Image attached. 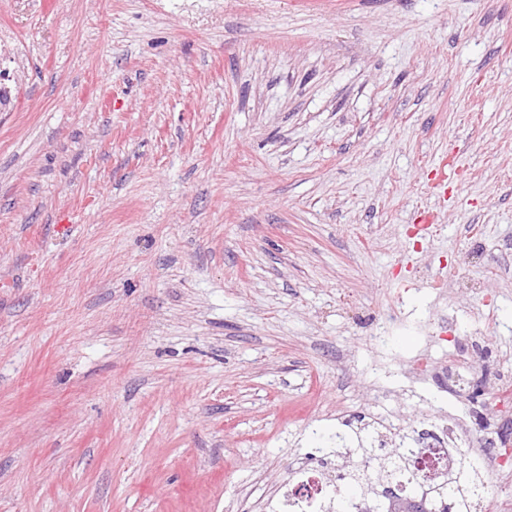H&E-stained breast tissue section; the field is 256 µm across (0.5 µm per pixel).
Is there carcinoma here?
<instances>
[{
    "label": "carcinoma",
    "mask_w": 512,
    "mask_h": 512,
    "mask_svg": "<svg viewBox=\"0 0 512 512\" xmlns=\"http://www.w3.org/2000/svg\"><path fill=\"white\" fill-rule=\"evenodd\" d=\"M414 436L405 432L398 435L393 448L360 447L354 455L344 457L336 473V502L350 507L361 496L371 495L377 504L400 497L392 484L405 481L406 493H415L422 512H475V492L482 483L481 464L471 449H458L455 471L441 482L422 492H414L411 467L415 466Z\"/></svg>",
    "instance_id": "obj_1"
}]
</instances>
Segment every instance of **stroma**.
I'll list each match as a JSON object with an SVG mask.
<instances>
[{
    "label": "stroma",
    "mask_w": 512,
    "mask_h": 512,
    "mask_svg": "<svg viewBox=\"0 0 512 512\" xmlns=\"http://www.w3.org/2000/svg\"><path fill=\"white\" fill-rule=\"evenodd\" d=\"M0 70V512L512 440V0H0Z\"/></svg>",
    "instance_id": "1"
}]
</instances>
